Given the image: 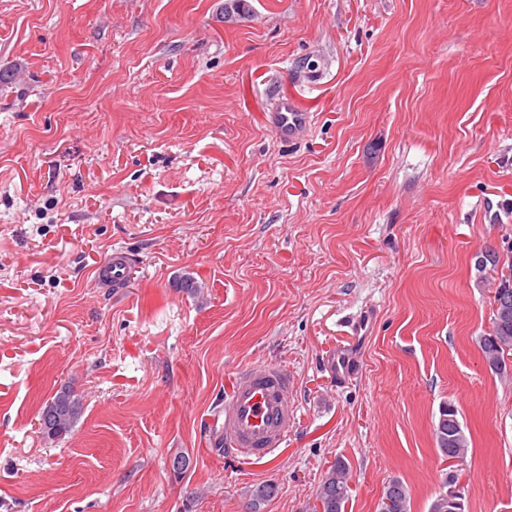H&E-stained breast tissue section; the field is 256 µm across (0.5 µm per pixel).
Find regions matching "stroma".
<instances>
[{
	"label": "stroma",
	"mask_w": 512,
	"mask_h": 512,
	"mask_svg": "<svg viewBox=\"0 0 512 512\" xmlns=\"http://www.w3.org/2000/svg\"><path fill=\"white\" fill-rule=\"evenodd\" d=\"M249 2L0 0V512H311L339 459L346 512L394 477L428 512L446 402L466 512H512L475 268L512 250V0ZM283 100L311 115L298 140L268 125ZM116 249L129 280L100 287ZM265 364L295 422L247 462L222 408ZM63 385L84 408L52 443ZM356 353L341 350L336 352L331 360V366L340 380L354 376L359 368ZM81 397L68 386L61 387L39 411L38 429L46 440H61L69 434L82 413ZM439 419L436 427L434 428V436L437 444V448L439 449L442 457L447 460L450 457V451L453 450L448 448V428L454 426V422L457 421L461 427V424L457 417V409L454 405L450 403H446L441 406L439 410ZM460 441L459 446L454 450L459 452L461 450V459L465 458L469 450V440L465 435L462 427L460 433Z\"/></svg>",
	"instance_id": "35a3bbf8"
}]
</instances>
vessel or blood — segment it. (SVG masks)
Returning a JSON list of instances; mask_svg holds the SVG:
<instances>
[{
	"label": "vessel or blood",
	"mask_w": 512,
	"mask_h": 512,
	"mask_svg": "<svg viewBox=\"0 0 512 512\" xmlns=\"http://www.w3.org/2000/svg\"><path fill=\"white\" fill-rule=\"evenodd\" d=\"M272 127L282 138H294L307 125L309 116L284 102L271 114ZM131 259L116 250L95 270L96 281L112 288L124 287ZM339 379L354 376L359 368L356 353L341 350L331 360ZM291 381L286 369L267 364L242 370L241 380L224 402L221 437L226 452L252 461L272 455L284 443L293 423L288 407Z\"/></svg>",
	"instance_id": "1"
}]
</instances>
